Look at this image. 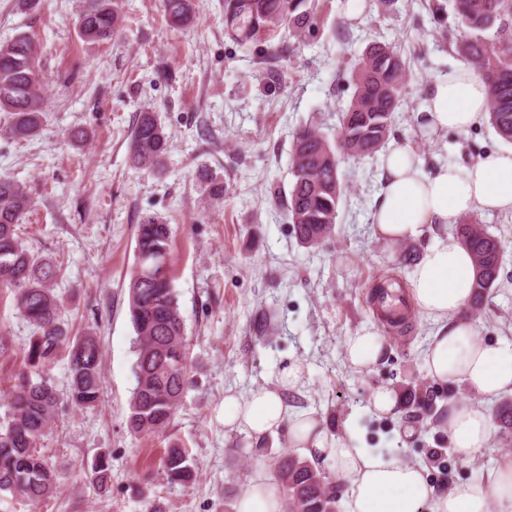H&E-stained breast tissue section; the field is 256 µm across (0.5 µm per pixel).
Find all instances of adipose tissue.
Returning a JSON list of instances; mask_svg holds the SVG:
<instances>
[{"mask_svg": "<svg viewBox=\"0 0 512 512\" xmlns=\"http://www.w3.org/2000/svg\"><path fill=\"white\" fill-rule=\"evenodd\" d=\"M488 100L482 76L460 65L432 83L418 119L431 133L466 131L484 121ZM475 211L512 214V149L467 165L444 164L427 173L410 146H390L370 221L377 237L389 245L433 236L414 267L409 296L413 308L434 327L423 358L428 377L464 385L474 395L448 409V437L465 459L492 444L481 399L512 394V341H478L473 322L462 316L472 295V257L460 244L432 233L434 227H448ZM382 352L383 341L371 326L346 341L347 360L360 370L376 363ZM300 374V367L293 364L283 368L275 387L257 389L244 399L225 396V428L260 440L288 427L293 447L347 478L346 512H490L494 502L512 512V460L504 462L488 483H462L442 493L420 465L387 461L341 443L328 447L317 420L288 418L285 393L298 383ZM237 512H282L278 485L252 480L237 502Z\"/></svg>", "mask_w": 512, "mask_h": 512, "instance_id": "1", "label": "adipose tissue"}]
</instances>
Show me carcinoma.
<instances>
[{
	"label": "carcinoma",
	"mask_w": 512,
	"mask_h": 512,
	"mask_svg": "<svg viewBox=\"0 0 512 512\" xmlns=\"http://www.w3.org/2000/svg\"><path fill=\"white\" fill-rule=\"evenodd\" d=\"M162 8L174 26L193 21L191 0H162ZM315 10L312 0H224L227 31L242 43L251 38L237 35V20L243 15L250 17L254 31L286 27L301 35L313 23ZM454 12L457 23L448 31V42L488 83L489 123L503 141L512 143V0H454ZM118 26L114 0H87L78 21L82 39L105 40ZM38 73L36 49L27 35L0 44V110L9 113L7 132L15 139L33 136L41 123ZM405 75V63L395 47L369 45L350 70L355 91L340 113L336 137L331 139L313 127L294 133L287 215L301 246L315 248L333 234L344 194L340 159L372 158L385 147ZM168 148V136L157 115L140 113L130 142L133 165L160 167ZM31 204L21 186L0 177V288L12 290L16 310L33 328L26 355L30 372L19 374L8 410L0 419V493L37 503L57 485L54 470L37 450L60 401L49 367L60 354L67 355L68 401L76 408H87L100 397L102 353L95 337L71 335L64 305L53 288L60 266L31 254L17 235V225ZM135 236L128 292L136 361L128 425L133 433L146 436L159 434L169 425L184 397L190 362L170 270L171 227L147 216L137 225ZM454 237L473 256L474 290L468 306L470 313L478 314L499 278L501 241L471 216L455 225ZM495 419L501 435L511 437V400L499 406ZM109 470L106 455H97L92 480L103 482ZM163 472L171 484L195 478L188 450L179 445L167 448ZM275 476L293 512H341L336 484L308 458L286 451L275 462Z\"/></svg>",
	"instance_id": "carcinoma-1"
}]
</instances>
